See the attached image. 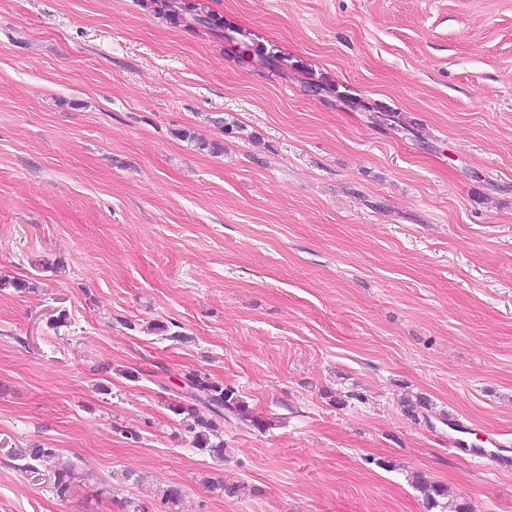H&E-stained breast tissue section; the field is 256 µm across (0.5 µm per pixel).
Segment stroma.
<instances>
[{
    "mask_svg": "<svg viewBox=\"0 0 512 512\" xmlns=\"http://www.w3.org/2000/svg\"><path fill=\"white\" fill-rule=\"evenodd\" d=\"M200 2L276 63L144 0H0V512H428L416 473L512 512L448 450L512 446V0ZM192 371L264 421L224 459L171 410ZM14 455L17 459L26 461V464L20 467L21 470L40 474L42 470L39 467H42L50 473L52 490L62 500L70 497L73 488L83 479L72 465L50 470L49 463L56 456L55 448H44L41 445L31 444L29 447L15 452Z\"/></svg>",
    "mask_w": 512,
    "mask_h": 512,
    "instance_id": "1",
    "label": "stroma"
}]
</instances>
